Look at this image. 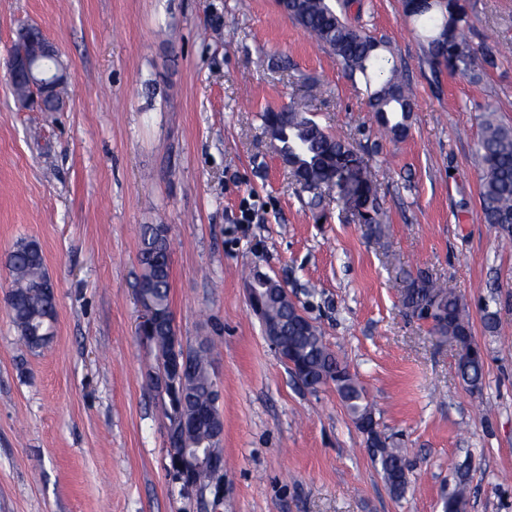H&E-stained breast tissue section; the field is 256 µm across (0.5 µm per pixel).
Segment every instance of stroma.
I'll list each match as a JSON object with an SVG mask.
<instances>
[{
    "instance_id": "1",
    "label": "stroma",
    "mask_w": 512,
    "mask_h": 512,
    "mask_svg": "<svg viewBox=\"0 0 512 512\" xmlns=\"http://www.w3.org/2000/svg\"><path fill=\"white\" fill-rule=\"evenodd\" d=\"M476 76L437 73L401 0H350L414 90L408 132L379 136L350 79L276 0H0V512H205L175 480L169 421L138 333L139 227L165 224L172 311L214 342L224 421L218 512H512V246L484 223L476 151L486 108L512 125V0H461ZM34 24L67 66L59 112L18 105L5 66ZM307 96L378 189L380 225L337 190H301L259 115ZM254 221L242 223L243 210ZM39 243L56 285L53 338L21 345L5 260ZM280 280L407 449L394 493L333 385L310 390L269 346L246 294ZM427 275L453 288L484 356L470 390L458 352L407 314ZM494 315L487 327L486 315Z\"/></svg>"
}]
</instances>
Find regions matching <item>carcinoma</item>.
<instances>
[{"mask_svg":"<svg viewBox=\"0 0 512 512\" xmlns=\"http://www.w3.org/2000/svg\"><path fill=\"white\" fill-rule=\"evenodd\" d=\"M279 6L329 48L351 79L363 78L368 105L382 130L395 138L404 136L408 131L412 98L399 80L397 66H392L389 75L382 77L387 43L349 23L337 11L333 0H279ZM403 12L425 43L429 62L435 70L444 68L450 74L462 75L475 72L478 55L470 44L469 26L459 0H403ZM260 120L265 134H283L278 139L279 146L284 153L297 158L303 168L300 185L304 189L316 190L326 184L331 173L353 166L357 200L364 208L363 223H380L376 189L366 167L345 138L326 131L306 105L295 100L278 110L263 112ZM478 151L483 167L480 187L483 220L496 226L503 237L512 241V127L492 117L485 119ZM168 250L166 225H141L138 256L141 274L137 294L156 314L149 343L162 366L169 353L167 336L171 332L169 318L173 316L171 267L166 261ZM7 269L12 281L7 302L14 328L28 348H40L50 341L56 324L55 294L48 291L50 276L40 245L33 240L18 242L7 259ZM262 304L270 328L280 330L284 341L305 365V386L315 390L333 384L359 429H364L365 421L373 423V408L365 389L329 349L319 329L312 323L302 322L298 306L279 288L263 297ZM403 305L419 319L428 310H436L440 321L435 332L443 340L463 345L471 341L469 317L460 298L436 281L428 277L411 280L404 290ZM210 354L211 341L206 337L200 339L197 346L187 347L194 371L190 385L191 405L199 409H206L217 400ZM459 373L470 389H480L484 375L483 355L461 356ZM182 442L195 448L208 447L210 424H203ZM371 446L391 490L402 492L407 477L401 449L389 447L387 438L379 436ZM467 504V490L461 482L444 499L443 512H466Z\"/></svg>","mask_w":512,"mask_h":512,"instance_id":"obj_1","label":"carcinoma"}]
</instances>
